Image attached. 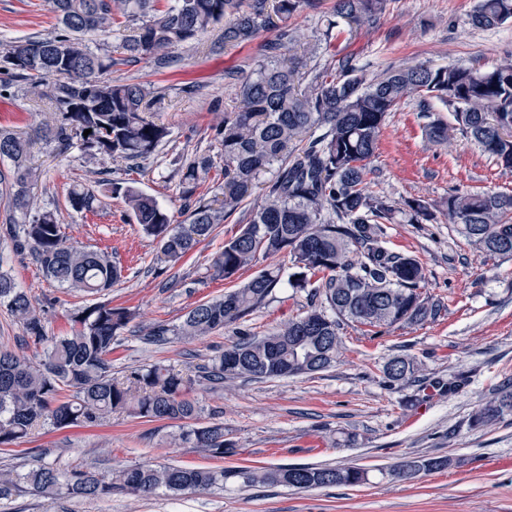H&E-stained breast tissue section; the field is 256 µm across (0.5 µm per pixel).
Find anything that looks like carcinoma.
I'll use <instances>...</instances> for the list:
<instances>
[{"label":"carcinoma","mask_w":512,"mask_h":512,"mask_svg":"<svg viewBox=\"0 0 512 512\" xmlns=\"http://www.w3.org/2000/svg\"><path fill=\"white\" fill-rule=\"evenodd\" d=\"M309 0H50L56 34L10 45L5 51L19 63L0 70V86L14 81L38 86L52 81V111L61 116L45 124L42 137L64 147L72 141L91 155L120 159L131 166L149 159L169 135L153 120L160 98L139 84L118 83L105 74L118 64L141 59L164 62L179 47L224 25V45H238L262 31L274 32L262 60L243 77L240 103L224 111L215 127L224 158V183L209 201L194 198L199 181L214 167V157L194 153L182 166L180 185L186 223L175 224L151 195L132 182L103 180L95 187L75 185L67 200L76 212H91L101 198L122 197L141 231L161 244L164 261L177 263L219 224L243 213L240 232L224 242L210 262L216 277L234 278L259 257L282 253L292 272L269 265L240 288L194 306L177 329L156 325L146 336L195 338L240 321L286 283L304 292L307 310L260 338L244 332L202 366L212 382L269 379L314 374L336 362L344 326L356 323L382 335L392 329L436 321L443 304L423 292L425 268L413 255L387 245L385 225L397 208L385 195L367 190L371 162L387 116L401 102H417L428 139L442 143L459 135L505 171H512V59L491 69L455 63H425L390 69L370 77L348 58L330 61L300 83L302 62L285 50L295 34L281 21ZM388 0H336V16L349 29L372 24ZM123 5L118 22L112 4ZM512 23V0H476L464 24L493 29ZM124 29L123 57L97 53L85 43L89 32L108 35ZM448 109L453 123L435 112ZM89 129L91 133L84 134ZM30 140L0 130V192L12 210L9 223L17 252H29L44 275L68 290L96 295L122 278V267L102 250L70 243L56 214L36 206L32 186L36 171L28 165ZM271 178H265V175ZM261 205L244 203L255 188ZM444 216L479 251L512 258V194L485 190H448ZM409 224H432L437 217L420 199L407 203ZM0 306L22 324L27 339L44 346L43 357L30 363L0 349V447H9L38 427L97 423L128 412L149 421H178L174 439L222 458L235 453L224 440V424L199 423L201 408L188 397L190 382L164 366L133 372L128 382L112 377V345L132 315L124 307L95 302L70 316V333L46 335L44 320L14 278L0 270ZM390 383L414 380V359L397 356ZM512 411V385L500 390L471 417L484 425ZM439 457L398 459L392 478L410 482L445 469ZM368 471L356 466L307 465L202 468L135 464L106 478L87 469H59L38 464L20 477L0 476V499L24 484L33 495L95 498L114 491L149 497L163 488L178 494L205 493L234 483L242 488L282 485L309 490L360 486Z\"/></svg>","instance_id":"1"}]
</instances>
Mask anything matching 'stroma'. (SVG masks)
Here are the masks:
<instances>
[{
    "label": "stroma",
    "instance_id": "35a3bbf8",
    "mask_svg": "<svg viewBox=\"0 0 512 512\" xmlns=\"http://www.w3.org/2000/svg\"><path fill=\"white\" fill-rule=\"evenodd\" d=\"M336 0H315L287 21L297 33L294 54L306 65L347 57L368 75L425 61L489 68L512 58V25L481 30L463 26L473 0H391L380 21L349 32L336 25ZM333 28L335 37L322 33ZM55 15L47 0H0V45L54 33ZM223 26L202 43L178 48L164 64L119 63L111 77L137 83L164 98L156 121L169 136L137 169L127 163L85 154L78 146L60 150L36 139L51 117L50 84L19 82L0 94V127L33 138L31 164L40 174L33 193L41 209L55 212L67 240L112 253L124 279L100 294L102 302L134 315L112 352V374L123 379L152 364H164L192 378L191 395L202 422H220L234 455L213 458L170 440L171 422H149L115 414L103 425L45 427L0 450V472L22 473L43 461L62 469L81 467L100 474L134 464H176L211 468L277 465H356L368 472L358 487L330 486L308 491L285 486L241 488L227 485L179 497L160 491L147 498L122 492L93 499H50L24 491L0 499V512H512V412L476 427L471 416L512 384V260L476 250L454 226L387 225L391 249L416 256L427 273L424 291L444 305L433 323L403 327L380 337L346 328L336 364L326 371L272 380L238 381L210 389L196 384L200 366L239 330L263 336L294 318L304 294L275 289L244 320L207 336L173 337L165 345L146 343L144 328L180 326L195 305L215 299L249 280L253 269L229 281L212 277L209 264L226 240L241 229L239 216L219 225L211 237L175 266L160 263L158 241L147 238L119 197L103 198L92 212H74L66 201L76 184L109 178L132 180L182 222L179 181L186 156H219L214 127L238 104L241 74L261 59L269 32L238 46L220 47ZM371 192L396 206L422 199L442 209L450 188L512 193V172L503 171L473 145L457 138L430 143L414 102L391 112L372 161ZM0 267L7 270L40 310L50 336L71 328L70 314L86 302L47 279L30 257L15 252L0 232ZM414 358L419 379L385 381L383 368L395 356ZM456 383L437 393L433 381ZM451 458L447 469L412 483L386 473L396 458Z\"/></svg>",
    "mask_w": 512,
    "mask_h": 512
}]
</instances>
